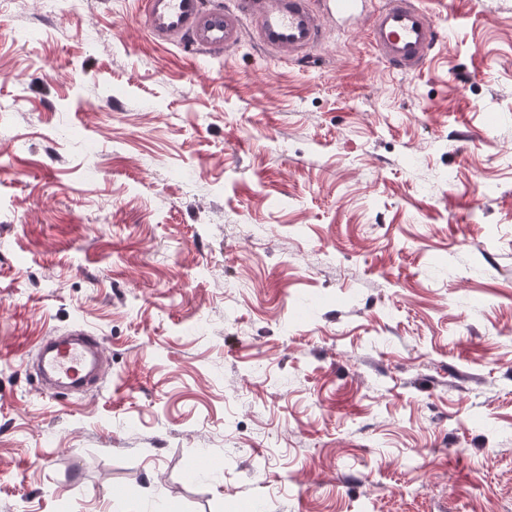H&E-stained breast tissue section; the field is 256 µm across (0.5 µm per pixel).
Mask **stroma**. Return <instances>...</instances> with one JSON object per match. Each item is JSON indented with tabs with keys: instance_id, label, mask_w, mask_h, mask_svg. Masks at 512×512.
I'll list each match as a JSON object with an SVG mask.
<instances>
[{
	"instance_id": "obj_1",
	"label": "stroma",
	"mask_w": 512,
	"mask_h": 512,
	"mask_svg": "<svg viewBox=\"0 0 512 512\" xmlns=\"http://www.w3.org/2000/svg\"><path fill=\"white\" fill-rule=\"evenodd\" d=\"M421 4L397 76L0 0V512H512V0ZM106 366L104 340L84 327L64 336H51L38 353L37 376L48 393L76 390Z\"/></svg>"
}]
</instances>
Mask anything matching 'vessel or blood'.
Listing matches in <instances>:
<instances>
[{
	"label": "vessel or blood",
	"mask_w": 512,
	"mask_h": 512,
	"mask_svg": "<svg viewBox=\"0 0 512 512\" xmlns=\"http://www.w3.org/2000/svg\"><path fill=\"white\" fill-rule=\"evenodd\" d=\"M148 30L167 42L187 44L200 55L237 44L250 21L269 58L306 59L336 21L362 27L379 60L394 72H417L431 60L444 35L419 0H230L203 9L201 0H144ZM106 366L104 340L86 328L44 341L37 376L51 394L83 387Z\"/></svg>",
	"instance_id": "1"
}]
</instances>
